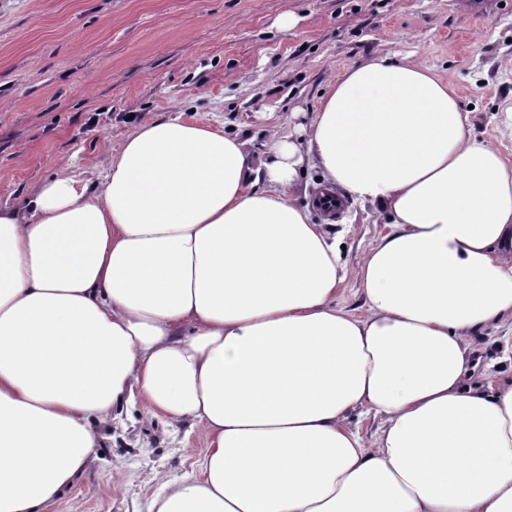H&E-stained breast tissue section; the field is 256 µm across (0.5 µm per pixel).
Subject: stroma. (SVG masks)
Wrapping results in <instances>:
<instances>
[{"mask_svg": "<svg viewBox=\"0 0 512 512\" xmlns=\"http://www.w3.org/2000/svg\"><path fill=\"white\" fill-rule=\"evenodd\" d=\"M382 51L464 86L475 134L512 155V0H0V205L64 171L99 182L107 153L163 112L234 128L265 152V129L295 133L332 78ZM335 224L338 301L360 316L354 273L385 226L352 200ZM511 344L478 347L475 382L512 370ZM206 448L190 424L135 409L50 512H148L160 485L147 474L182 479Z\"/></svg>", "mask_w": 512, "mask_h": 512, "instance_id": "1", "label": "stroma"}]
</instances>
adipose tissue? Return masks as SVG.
I'll return each mask as SVG.
<instances>
[{
    "mask_svg": "<svg viewBox=\"0 0 512 512\" xmlns=\"http://www.w3.org/2000/svg\"><path fill=\"white\" fill-rule=\"evenodd\" d=\"M463 87L386 52L331 81L302 142L168 112L100 185L0 205V512H48L131 399L208 440L149 512H512V378L468 381L512 327V161ZM377 205L367 313L336 302V229L292 185ZM380 419L373 447L349 420Z\"/></svg>",
    "mask_w": 512,
    "mask_h": 512,
    "instance_id": "1",
    "label": "adipose tissue"
}]
</instances>
